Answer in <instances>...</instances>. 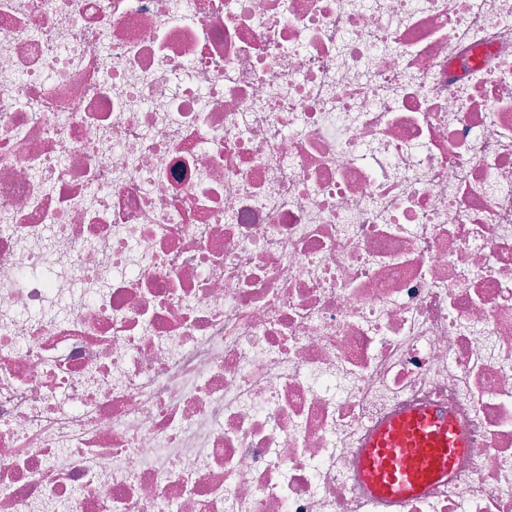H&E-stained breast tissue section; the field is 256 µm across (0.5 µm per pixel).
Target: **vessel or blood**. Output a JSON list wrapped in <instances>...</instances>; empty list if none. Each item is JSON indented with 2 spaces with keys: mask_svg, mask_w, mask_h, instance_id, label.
Wrapping results in <instances>:
<instances>
[{
  "mask_svg": "<svg viewBox=\"0 0 512 512\" xmlns=\"http://www.w3.org/2000/svg\"><path fill=\"white\" fill-rule=\"evenodd\" d=\"M465 448L451 415L431 407L410 410L370 436L357 478L374 499L401 506L430 485L447 481Z\"/></svg>",
  "mask_w": 512,
  "mask_h": 512,
  "instance_id": "vessel-or-blood-1",
  "label": "vessel or blood"
}]
</instances>
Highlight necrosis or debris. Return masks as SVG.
I'll use <instances>...</instances> for the list:
<instances>
[{"label": "necrosis or debris", "mask_w": 512, "mask_h": 512, "mask_svg": "<svg viewBox=\"0 0 512 512\" xmlns=\"http://www.w3.org/2000/svg\"><path fill=\"white\" fill-rule=\"evenodd\" d=\"M512 512V0H0V512ZM465 448L451 415L431 407L410 410L370 436L356 477L374 499L403 506L430 485L447 482Z\"/></svg>", "instance_id": "1"}]
</instances>
